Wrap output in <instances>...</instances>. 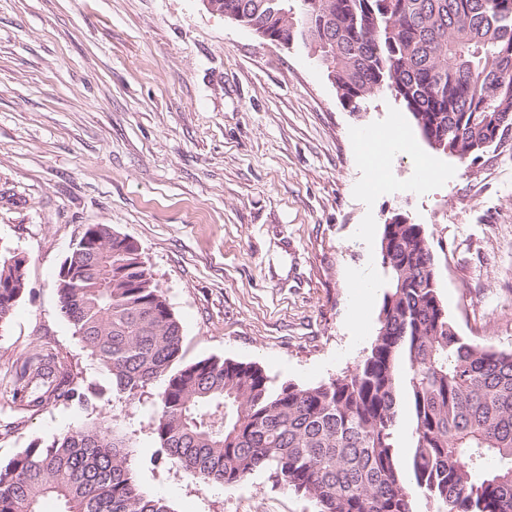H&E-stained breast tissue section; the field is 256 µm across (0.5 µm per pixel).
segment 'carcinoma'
<instances>
[{"instance_id":"1","label":"carcinoma","mask_w":512,"mask_h":512,"mask_svg":"<svg viewBox=\"0 0 512 512\" xmlns=\"http://www.w3.org/2000/svg\"><path fill=\"white\" fill-rule=\"evenodd\" d=\"M261 35L279 29L308 47L356 112L383 87L401 99L434 149L473 163L490 117L512 124V0H215ZM388 274L369 350L315 386L275 384L261 367L218 357L183 361L182 329L137 244L89 225L61 267L60 310L112 375V397L162 387L160 452L205 485L235 486L263 470L316 512H512V351L459 335L440 298L420 224H386ZM25 289L24 259L0 250V329ZM20 414L54 399L78 411L104 391L84 385L48 349L9 382ZM407 454L399 451L401 431ZM174 512L136 481L132 454L104 418L33 441L0 462V512Z\"/></svg>"}]
</instances>
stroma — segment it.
I'll list each match as a JSON object with an SVG mask.
<instances>
[{"label": "stroma", "instance_id": "obj_1", "mask_svg": "<svg viewBox=\"0 0 512 512\" xmlns=\"http://www.w3.org/2000/svg\"><path fill=\"white\" fill-rule=\"evenodd\" d=\"M407 134L382 158L366 139ZM440 179L420 189L422 162ZM423 225L460 336L512 349V148L477 163L432 150L381 89L345 109L309 48L258 38L201 0H0V245L26 289L0 329V420L16 363L48 344L86 383L112 376L61 315L54 283L91 224L136 241L182 325L184 359L260 366L315 385L373 342L387 219ZM364 277L374 291L353 320ZM137 478L175 512H314L258 471L204 486L157 453L152 398L101 402ZM50 401L0 461L86 423Z\"/></svg>", "mask_w": 512, "mask_h": 512}]
</instances>
